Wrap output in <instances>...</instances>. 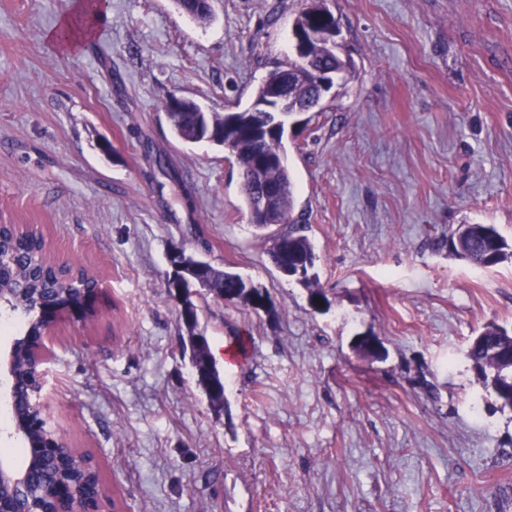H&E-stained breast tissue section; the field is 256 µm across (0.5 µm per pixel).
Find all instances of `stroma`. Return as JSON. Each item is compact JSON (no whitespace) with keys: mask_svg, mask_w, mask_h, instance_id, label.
<instances>
[{"mask_svg":"<svg viewBox=\"0 0 512 512\" xmlns=\"http://www.w3.org/2000/svg\"><path fill=\"white\" fill-rule=\"evenodd\" d=\"M73 3L0 0V224L101 281L95 316L53 325L49 411L117 512H512V412L464 355L483 325L512 330V261L448 249L474 222L512 242V0H327L354 77L287 143L319 312L250 223L235 158L177 140L164 111L248 107L301 0H213L206 26L174 0H106L65 53L46 35ZM177 248L273 306L195 299L219 417L180 346Z\"/></svg>","mask_w":512,"mask_h":512,"instance_id":"35a3bbf8","label":"stroma"}]
</instances>
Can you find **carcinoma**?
I'll use <instances>...</instances> for the list:
<instances>
[{
    "mask_svg": "<svg viewBox=\"0 0 512 512\" xmlns=\"http://www.w3.org/2000/svg\"><path fill=\"white\" fill-rule=\"evenodd\" d=\"M177 6L187 16L200 24H206L213 17L212 4L207 0H176ZM330 10L326 0H308L297 18L295 25L306 23L320 28L329 25ZM327 68L336 72V79L344 80L353 69L350 58L341 53L325 55L321 45L313 46L306 55V61L299 62L292 57L287 62L276 65L268 73L264 82L257 88L255 98L265 96L268 88L288 77V106H303L313 94L316 86V70ZM168 121L174 135L189 143H198L209 138L210 143L221 147L233 156L239 167L247 172L263 175L283 186L281 199V225L285 229L271 236L270 257L276 268L285 261H314L315 253L311 240L301 233L303 227L295 224L293 211V180L288 167L269 164L259 168L255 166V157L263 152L274 159L280 153H286L283 132L261 131V113L247 107L237 112H207L197 102L183 98L177 105V111L168 113ZM450 249L461 259L476 268H490L509 259L512 260V244L501 235L493 224H460L448 238ZM0 255L7 258L8 273L0 279V289L11 291L20 286L27 288L23 294L14 293L7 299L13 312L25 319L26 331L35 333L40 327L37 318V304L44 296L59 291L69 295L79 293L85 280L81 277H68L58 273L45 252L42 235L23 229L14 224L0 227ZM204 278L209 282L208 293L224 302L254 307V299L262 297L259 289L247 287L244 278L226 269L206 266ZM298 281L309 290L312 306L319 309L328 302L326 292L319 287L315 275L309 268H303ZM186 336L183 345L189 348L193 367L200 374L199 385L204 391L211 408L224 411L226 383L224 374L217 368L207 337L197 332L198 313L194 302L182 314ZM512 351V332L493 322L482 327V331L472 341L469 360L479 377L481 384L492 391L501 409L512 410V382L505 379L504 370L508 362L501 355ZM33 365L31 355L20 350L16 353L14 371L19 380H24ZM60 452L66 461L68 476L72 488L84 489L89 477L82 465V458L73 454L68 447Z\"/></svg>",
    "mask_w": 512,
    "mask_h": 512,
    "instance_id": "obj_1",
    "label": "carcinoma"
}]
</instances>
